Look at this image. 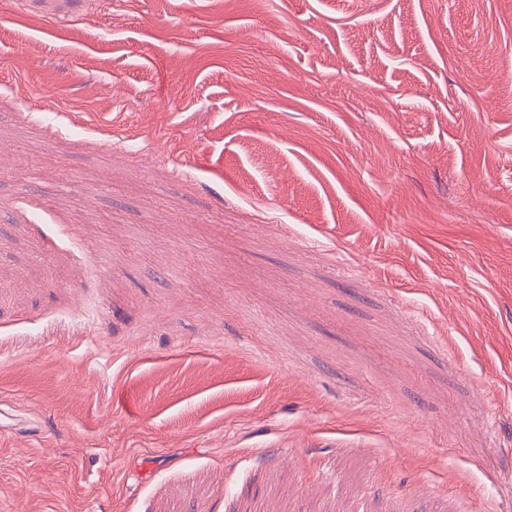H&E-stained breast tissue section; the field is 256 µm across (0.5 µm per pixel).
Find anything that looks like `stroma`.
<instances>
[{
  "mask_svg": "<svg viewBox=\"0 0 512 512\" xmlns=\"http://www.w3.org/2000/svg\"><path fill=\"white\" fill-rule=\"evenodd\" d=\"M512 512V0H0V512Z\"/></svg>",
  "mask_w": 512,
  "mask_h": 512,
  "instance_id": "1",
  "label": "stroma"
}]
</instances>
